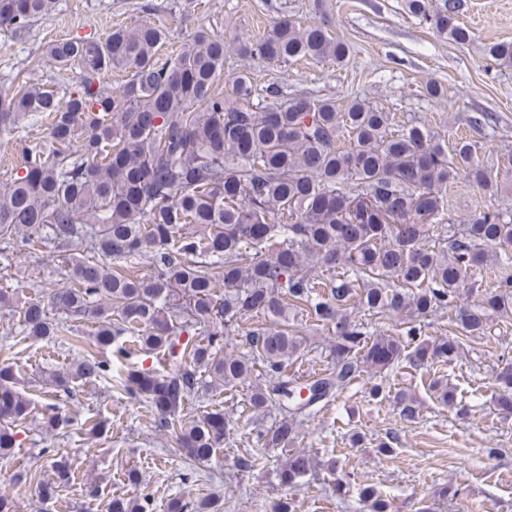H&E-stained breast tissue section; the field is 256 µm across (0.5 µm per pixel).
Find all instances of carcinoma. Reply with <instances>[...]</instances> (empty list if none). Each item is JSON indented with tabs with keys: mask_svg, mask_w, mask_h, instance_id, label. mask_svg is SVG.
<instances>
[{
	"mask_svg": "<svg viewBox=\"0 0 512 512\" xmlns=\"http://www.w3.org/2000/svg\"><path fill=\"white\" fill-rule=\"evenodd\" d=\"M57 0H0V31L17 38ZM461 0H405V9L437 36L471 41ZM170 31L151 23L55 40L44 54L77 70L74 86L41 83L32 67L0 92V133L30 120L47 127V147L25 152L0 189V264L18 246L65 253L64 288H49L18 311L20 334L62 336L86 354L50 372L55 393L75 397L81 384L106 379L112 360L131 349L164 356L163 371L121 365L126 400L148 404L160 432L174 436L189 466L211 461L230 434L224 409L198 418L185 406L206 387L248 385L251 416L272 412L262 444L237 461L252 470L270 448L286 449L300 426L365 380L373 401L393 398L402 418L422 403L376 375L406 361L419 369L450 366L464 342L490 334L492 318L512 314V214L487 207L466 222L448 217V183L457 179L491 198L512 190L479 160L483 142L440 141L421 120L401 121L364 100L342 110L320 96L288 97L259 87L250 61L302 59L339 64L348 46L323 22L283 16L258 40L238 41L241 69L224 81V36L201 29L175 55L162 53ZM484 56L512 68V42L490 43ZM121 71L113 90L104 74ZM151 260L148 275L130 269ZM496 274L474 292L482 271ZM476 294L458 305L460 290ZM454 311L453 336H430V318ZM308 318L332 336L326 367L301 381L288 375L306 340L289 322ZM394 320L386 330L376 323ZM78 323L94 330L77 334ZM245 350L226 353L225 337ZM263 380H253L256 368ZM20 368L0 361V459L12 455L17 428L33 413L18 388ZM492 398L512 414V365L491 378ZM307 399H300L303 390ZM429 391L443 406L468 411L445 376ZM46 427L60 432L73 412L46 405ZM336 469L296 450L280 463L293 489L317 467ZM369 512H393L378 487L359 488ZM110 512H153L147 496L112 500ZM167 512H220L211 495L175 496Z\"/></svg>",
	"mask_w": 512,
	"mask_h": 512,
	"instance_id": "1",
	"label": "carcinoma"
}]
</instances>
